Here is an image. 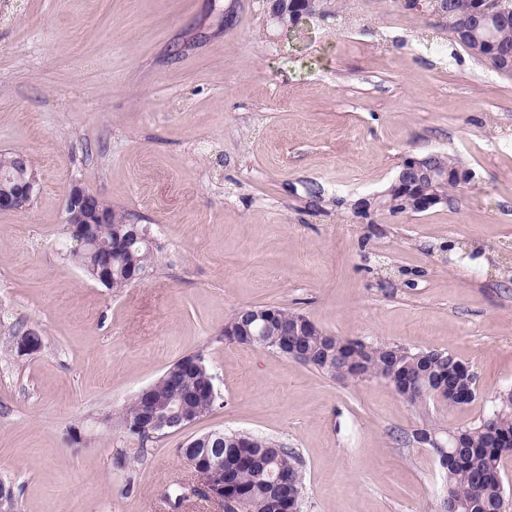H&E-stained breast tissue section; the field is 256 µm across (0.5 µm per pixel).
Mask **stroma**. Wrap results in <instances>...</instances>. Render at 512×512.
<instances>
[{
    "label": "stroma",
    "instance_id": "stroma-1",
    "mask_svg": "<svg viewBox=\"0 0 512 512\" xmlns=\"http://www.w3.org/2000/svg\"><path fill=\"white\" fill-rule=\"evenodd\" d=\"M322 9L286 30L268 0H0V151L39 178L28 208L0 212V480L19 512H168L180 446L214 430L295 451L302 512H437L417 430L470 425L512 388V76L400 0ZM431 153L473 180L422 213L355 214ZM75 181L147 226L144 281L115 291L68 260ZM262 305L448 352L477 398L423 410L384 380L225 341ZM22 327L41 351L17 354ZM196 352L209 414L143 445L101 425Z\"/></svg>",
    "mask_w": 512,
    "mask_h": 512
}]
</instances>
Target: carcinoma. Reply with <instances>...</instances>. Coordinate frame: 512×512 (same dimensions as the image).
<instances>
[{"label":"carcinoma","mask_w":512,"mask_h":512,"mask_svg":"<svg viewBox=\"0 0 512 512\" xmlns=\"http://www.w3.org/2000/svg\"><path fill=\"white\" fill-rule=\"evenodd\" d=\"M448 27L455 29L459 17L476 16L479 8L489 0H436ZM471 55L495 70L512 75V0L494 17L491 28L478 26L476 36L462 43ZM430 184H420L402 194L394 185L385 190L383 202L392 214L419 212L421 196ZM112 223L88 224L84 228L87 242L68 252L71 260L89 277L99 266V248L112 238L127 234L130 217L111 209ZM156 264L154 248L143 242H131L123 250L112 254V283L108 287L121 290L134 285L128 279L131 269L149 272ZM244 314L235 312L228 320L233 327L226 340L241 344H255L286 356L281 337L272 321L251 324V335L240 336ZM302 355L297 362L311 367L333 379L360 382L366 378H384L386 370H397L412 382L407 401L425 407L434 402V387L430 381L449 376L450 391L462 392L468 387V367L453 355L437 350L412 351L388 344L368 345L348 341L321 329L315 336H300ZM199 365L188 373L183 360L172 364L150 387V396L138 392L115 414H106L107 426L115 425L128 435L146 444L164 430L149 419L147 410L155 406L159 418L176 420L179 406L187 407L196 418L209 414L217 397L205 390L206 379L213 377L203 354H195ZM458 447L451 449L448 465L442 468L443 493L463 504L465 512H507L508 503L501 475V461L512 456V388L498 397L495 408L472 425L451 431ZM224 442L237 448L239 462L224 466V497L240 503L239 512H301L305 484L297 456L277 441L246 435L239 431L219 432ZM197 494L191 483L180 480L174 493L164 494L169 509L178 512L183 504Z\"/></svg>","instance_id":"cac0c4a2"}]
</instances>
